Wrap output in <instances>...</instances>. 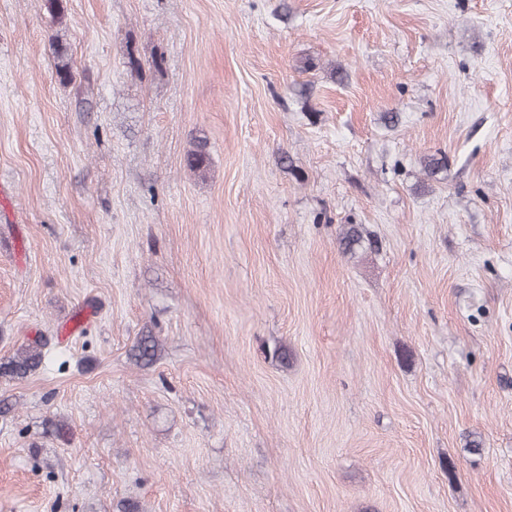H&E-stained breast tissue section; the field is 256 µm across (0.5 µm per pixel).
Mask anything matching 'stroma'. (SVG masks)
Returning <instances> with one entry per match:
<instances>
[{
  "label": "stroma",
  "mask_w": 512,
  "mask_h": 512,
  "mask_svg": "<svg viewBox=\"0 0 512 512\" xmlns=\"http://www.w3.org/2000/svg\"><path fill=\"white\" fill-rule=\"evenodd\" d=\"M62 5L0 0V512H512V0ZM40 340L21 348L5 362H0V376L23 378L39 367L42 361Z\"/></svg>",
  "instance_id": "1"
}]
</instances>
